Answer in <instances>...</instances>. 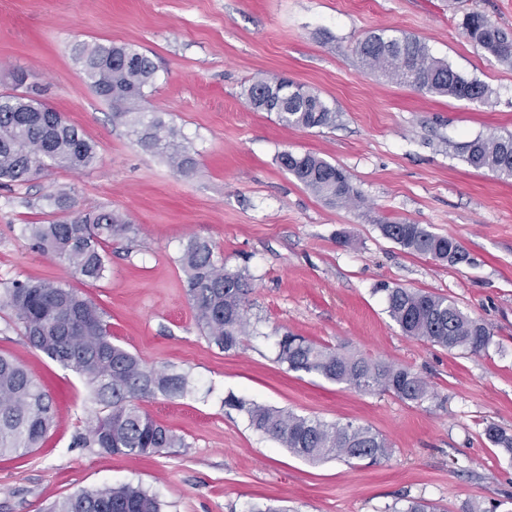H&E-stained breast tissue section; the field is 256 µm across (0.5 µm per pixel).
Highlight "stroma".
Returning <instances> with one entry per match:
<instances>
[{
  "label": "stroma",
  "instance_id": "35a3bbf8",
  "mask_svg": "<svg viewBox=\"0 0 512 512\" xmlns=\"http://www.w3.org/2000/svg\"><path fill=\"white\" fill-rule=\"evenodd\" d=\"M476 10L512 28V0H0V93L28 75L38 96L94 142L98 164L51 170L0 186V291L15 280L76 288L106 314L112 340L149 365L187 373L193 390L141 407L184 447L126 456L85 446L98 411L90 387L25 342L0 302V355L19 361L53 398L54 425L39 448L0 457V512H44L104 485L155 494L162 512H388L422 498L440 512H512V458L484 436L512 432V180L472 170L459 144L512 133V66L489 59L459 26ZM404 32L431 54L489 86L472 103L423 94L363 69L353 52L371 32ZM129 44L158 66L146 110L176 127L196 159L189 175L141 147L130 125L87 84L78 52ZM285 76L336 107L335 127L299 129L255 111L248 86ZM310 152L345 168L357 205L318 198L276 157ZM73 212L107 207L137 231L105 244V278L73 277L33 250L27 224L53 217L45 198ZM403 220L457 237L470 262L407 253L382 223ZM207 240L226 269H248L255 330L225 351L196 324L178 262L183 242ZM453 299L492 339L468 354L405 336L380 284ZM406 366L434 396L422 404L361 393L275 361L283 331ZM371 427L386 438L377 464L308 463L255 432L227 394Z\"/></svg>",
  "mask_w": 512,
  "mask_h": 512
}]
</instances>
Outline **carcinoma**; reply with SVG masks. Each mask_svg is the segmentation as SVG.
<instances>
[{"instance_id":"obj_1","label":"carcinoma","mask_w":512,"mask_h":512,"mask_svg":"<svg viewBox=\"0 0 512 512\" xmlns=\"http://www.w3.org/2000/svg\"><path fill=\"white\" fill-rule=\"evenodd\" d=\"M463 34L500 64L512 66V29L478 11L463 14ZM363 67L417 91L470 102L484 101L490 90L433 57L427 44L410 34L374 32L355 47ZM86 78L95 94L113 109V122L139 126L138 143L160 149L179 174L192 172L195 162L179 141L175 128L152 117L145 119L146 89L154 84L156 65L129 45L95 43L81 50ZM251 105L275 113L297 128L333 127L338 112L320 95L285 79L258 80L248 89ZM464 162L512 179V134L479 136L459 147ZM98 160L95 145L62 113L49 111L27 94L0 93V180L22 185L54 168L84 172ZM282 169L306 189L337 205L360 199L349 173L313 153L283 151ZM383 235L408 253L440 263L470 262L460 240L428 229L424 224L388 221ZM136 228L107 208L79 212L46 224H28L23 233L31 247L67 263L72 274L97 281L107 272L103 244L127 238ZM179 263L198 325L207 338L225 351L237 349L250 335L247 271L228 270L214 259L206 240L192 237L184 244ZM387 313L401 331L414 339L449 351L478 353L488 348L491 331L467 315L455 301L440 294L386 287ZM4 300L21 325L24 338L49 359L71 370L93 389L105 410L88 422L82 443L114 453L145 456L184 446L183 439L155 421L138 403L162 395L182 397L191 392L185 373L147 365L112 342L105 313L75 289L56 281L16 280L5 288ZM276 361L293 372L318 376L367 392L391 394L420 404L432 396L427 381L408 367L350 353L285 331L277 341ZM224 405L243 413L256 432L276 441L293 455L312 463L328 459L369 461L386 459V440L371 428L351 422H326L290 410L247 402L233 394ZM54 422L50 394L15 360L0 355V457L25 455L39 447ZM485 437L512 456V434L494 424ZM49 512H161L158 498L140 486H104L55 502ZM392 512H436L429 503L404 499Z\"/></svg>"}]
</instances>
